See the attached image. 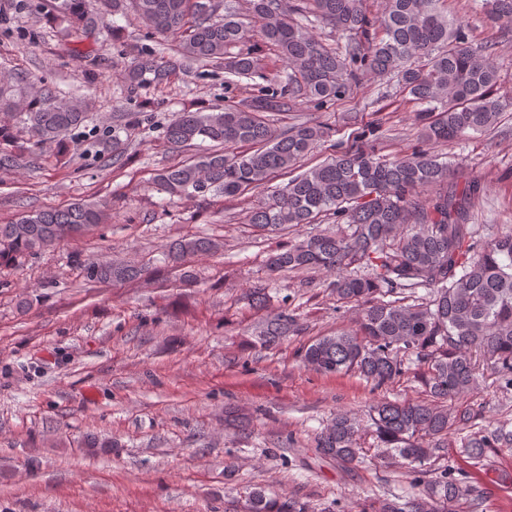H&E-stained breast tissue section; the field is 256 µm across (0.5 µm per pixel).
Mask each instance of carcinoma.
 <instances>
[{
  "label": "carcinoma",
  "mask_w": 512,
  "mask_h": 512,
  "mask_svg": "<svg viewBox=\"0 0 512 512\" xmlns=\"http://www.w3.org/2000/svg\"><path fill=\"white\" fill-rule=\"evenodd\" d=\"M440 0H382L371 13L365 0H245L244 10L259 24L260 40L246 48L240 12L219 0H49L47 18L59 21L65 38L85 36L108 13L132 10L150 33L177 42L182 66L219 63L264 84L249 96L205 111L190 108L164 128L175 147L209 143L197 158L164 169L155 184L171 197L233 198L259 188L276 173L295 166L327 131L300 123L285 129L273 122L288 99L322 108L362 78L395 74L412 100L423 106L424 140L455 141L497 123L511 103L495 96L496 64L491 45L472 47L463 22L448 17ZM488 20L512 21V0H486ZM329 26L347 35L330 48L308 25ZM275 63L263 62L264 49ZM176 64L157 61L144 46L124 74L131 86L161 84ZM91 104L60 97L46 84L0 75V112L27 134L18 145L13 126L0 124V170L29 166V157L50 147L70 151L68 132L89 120ZM238 144L248 153L233 152ZM485 192L481 180L456 174L443 157L425 148L384 157L361 131L350 146L296 175L250 212L251 226L281 233L326 217L341 225L336 233L310 235L270 255L272 273L307 270L335 275L331 291L341 303L360 306L357 329L321 336L310 343L303 362L317 373H356L382 388L410 370L428 400H380L369 407L368 427L395 463L414 474L431 471L448 447V435L464 434L461 453L474 463L495 449L512 450V428L477 427L478 408L466 402L480 370L489 368L512 385V232L483 241L469 223L471 208ZM105 219L94 203L65 209L24 212L0 224V266L61 241ZM207 238H183L169 245L168 263L180 268L193 256L215 252ZM86 276L109 283L137 278L131 264L91 263ZM424 294H418L419 290ZM249 297L262 309L269 285L257 283ZM300 330L295 310L283 305L263 323L262 347L277 346ZM361 420L339 412L317 434V453L344 464L362 459ZM465 500L480 505L475 489L444 471L423 482L412 497L398 496L381 512H454ZM247 512H313L309 503L248 494Z\"/></svg>",
  "instance_id": "1"
}]
</instances>
